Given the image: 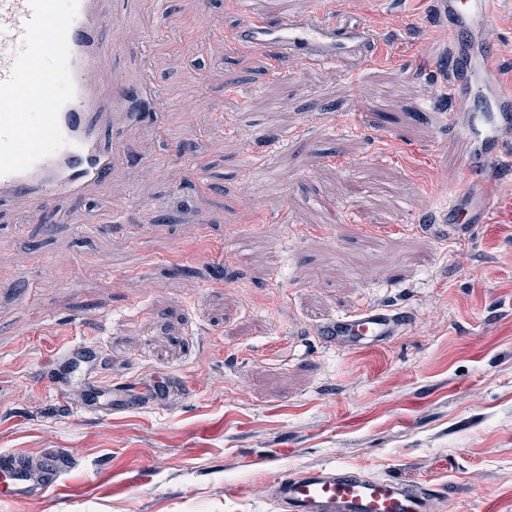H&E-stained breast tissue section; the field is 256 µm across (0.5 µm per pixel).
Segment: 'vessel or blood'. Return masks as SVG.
I'll list each match as a JSON object with an SVG mask.
<instances>
[{
    "label": "vessel or blood",
    "instance_id": "vessel-or-blood-1",
    "mask_svg": "<svg viewBox=\"0 0 512 512\" xmlns=\"http://www.w3.org/2000/svg\"><path fill=\"white\" fill-rule=\"evenodd\" d=\"M119 0H0V204L21 201L32 212L60 198L74 202L106 189L112 170L125 158L128 139L146 122L162 124L167 110L160 87L116 78L111 94L95 79L108 62L106 31ZM493 0H440L448 39L468 34L457 51L458 78L450 92L459 105L449 113L452 133L443 154L465 169L492 173L502 161L503 141L512 132V87L498 84L488 40ZM238 16L231 45L268 56H288L310 66L335 64L352 81L363 75V55L377 36L367 25L339 17L327 0H312L308 11L285 6L274 17L261 15L255 0H234ZM66 21L51 26L57 12ZM480 108H472V97ZM112 136L103 146V132ZM491 206L489 181L437 208L440 228L464 237L484 223ZM407 312L367 307L353 316L320 324L317 336L347 349L380 345L407 322ZM169 390L159 383L149 398L119 387L112 407L162 406ZM73 459L65 448L47 449L39 461L0 455V500L27 494L63 495L61 478ZM276 498L285 512H431L427 488L388 477H371L345 466L284 477Z\"/></svg>",
    "mask_w": 512,
    "mask_h": 512
}]
</instances>
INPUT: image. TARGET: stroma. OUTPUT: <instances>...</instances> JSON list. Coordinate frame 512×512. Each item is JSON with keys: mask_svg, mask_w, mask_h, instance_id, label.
Listing matches in <instances>:
<instances>
[{"mask_svg": "<svg viewBox=\"0 0 512 512\" xmlns=\"http://www.w3.org/2000/svg\"><path fill=\"white\" fill-rule=\"evenodd\" d=\"M334 7L379 33L356 84L231 51L230 0H125L110 22L103 90L146 72L171 109L106 191L0 208V452L75 459L68 500L0 512H280L285 474L336 465L424 485L432 512H512V167L486 223L426 230L470 177L438 149L448 31L433 0ZM489 29L512 82V0ZM354 179L370 191L330 231ZM151 204L166 222L144 232ZM373 305L409 314L381 347L316 336ZM81 341L87 363L64 360ZM169 379L161 407L90 408Z\"/></svg>", "mask_w": 512, "mask_h": 512, "instance_id": "35a3bbf8", "label": "stroma"}]
</instances>
